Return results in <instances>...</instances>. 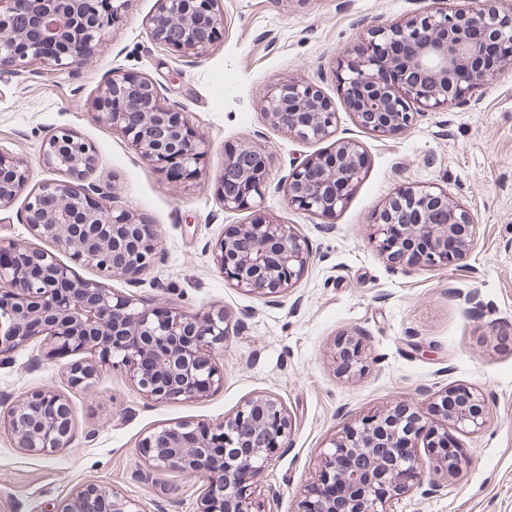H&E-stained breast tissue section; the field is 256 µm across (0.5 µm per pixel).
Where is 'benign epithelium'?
<instances>
[{
	"mask_svg": "<svg viewBox=\"0 0 512 512\" xmlns=\"http://www.w3.org/2000/svg\"><path fill=\"white\" fill-rule=\"evenodd\" d=\"M0 8V73L20 71L25 64L72 68L89 55H74L70 42L91 44L121 16L126 0H7ZM218 0H160L150 19L153 40L188 56L201 57L222 23ZM26 10L30 24L14 27V14ZM480 29L509 47L512 56V7L501 10L490 0H466L458 8H438L402 24L382 28L365 46L348 53L339 77L348 109L357 122L379 137L405 133L416 117L450 103L465 105L475 89L492 83L498 71L483 66V47L470 37ZM179 31L174 40L169 32ZM55 43L59 52L47 56L42 46ZM158 84L147 76L120 70L99 88L94 99L96 120L120 132L170 180L186 183L201 171L205 143L187 122L186 111L164 105ZM272 124L296 139L309 142L336 136V110L312 84L295 80L274 86L264 104ZM271 154L247 146L230 155L225 166L240 170L237 181L222 180L219 192L227 211L255 207L268 174ZM45 166L66 176L28 188L29 170L0 153V208L25 195L22 220L36 239L29 247L0 242V363L37 336L45 337L51 353L91 350L99 362H117L149 398L195 399L219 388L224 375L212 352L227 336L224 314L191 317L168 309L163 318L132 295H119L96 282L77 277L55 251H64L95 267L106 278L130 282L150 265L159 233L140 224L128 209L103 203L114 192L89 179L95 168L92 147L62 129L44 144ZM365 166L359 145L336 140L331 152L309 155L292 165L284 192L288 205L330 217L347 199ZM472 216L448 200L441 189L407 188L395 193L379 214L376 240L387 259L407 268L442 267L466 258L474 238ZM224 281L264 299L282 296L310 260L306 242L291 224L274 223L261 214L247 225L224 233L212 251ZM336 354L351 370L362 365L360 340L338 341ZM69 382L89 390L94 366L75 364ZM453 411L443 410L457 428L478 430L485 423L481 394L460 388ZM73 411L59 394L37 391L11 409L5 418L17 447L35 455H50L73 441ZM291 421L282 402L259 395L244 402L218 427L180 422L157 429L142 440L150 469L142 475L167 471L204 474L207 487L198 512H253L247 485L239 473L259 474L284 447ZM400 431L397 413L362 419L324 452L319 482L300 502L298 512H387L386 504L416 482L422 494L440 492L443 485L422 473L428 464L448 476L457 474L462 458L448 442V431L423 430L427 459L411 451H395ZM331 481L340 498L320 495L319 483ZM102 501L111 512H139L136 504L95 484L77 490L60 512H94Z\"/></svg>",
	"mask_w": 512,
	"mask_h": 512,
	"instance_id": "1",
	"label": "benign epithelium"
}]
</instances>
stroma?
I'll return each mask as SVG.
<instances>
[{
  "instance_id": "35a3bbf8",
  "label": "stroma",
  "mask_w": 512,
  "mask_h": 512,
  "mask_svg": "<svg viewBox=\"0 0 512 512\" xmlns=\"http://www.w3.org/2000/svg\"><path fill=\"white\" fill-rule=\"evenodd\" d=\"M439 0H219L223 24L202 57L152 41L158 0H128L119 22L95 41L81 68L31 66L0 74V152L28 166L31 184L52 179L41 147L67 128L89 143L92 173L117 189L119 206L157 225L158 257L139 284L108 280L118 294L192 316L223 313L228 335L215 361L223 385L198 400H147L124 368L96 365L93 391L72 388L87 351L48 356L36 337L0 365V417L24 394L49 390L72 405L70 447L50 455L16 448L0 424V512H60L86 483L139 501L144 512H197L205 479L141 475L142 440L183 421L216 424L246 400L273 394L292 419L288 443L252 479L255 512H297L319 477L322 453L362 417L419 412L447 428L463 469L433 497L395 496L388 512H512V60L475 91L466 107L429 112L402 135L382 139L348 111L337 73L347 52L375 30L438 7ZM143 74L164 101L185 108L206 144L199 176L173 182L117 132L99 123L93 101L113 70ZM303 80L336 106L337 136L358 143L365 167L332 218L290 207L275 186L300 155L332 150L335 140L303 143L272 125L262 104L274 83ZM271 153L268 184L256 203L270 220L293 225L310 249L308 266L281 302L225 283L212 249L250 211L225 210L218 192L224 161L243 146ZM438 187L473 214L476 236L463 266L403 271L370 239L387 198L405 187ZM359 337L363 367L348 373L334 356L340 338ZM483 394L485 425L448 427L433 410L452 387Z\"/></svg>"
}]
</instances>
